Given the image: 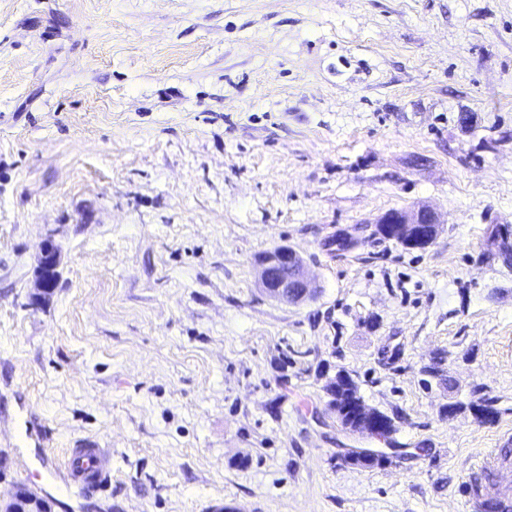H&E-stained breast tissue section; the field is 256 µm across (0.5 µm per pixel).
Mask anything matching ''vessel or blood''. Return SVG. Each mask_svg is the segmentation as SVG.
Wrapping results in <instances>:
<instances>
[{
  "instance_id": "1",
  "label": "vessel or blood",
  "mask_w": 512,
  "mask_h": 512,
  "mask_svg": "<svg viewBox=\"0 0 512 512\" xmlns=\"http://www.w3.org/2000/svg\"><path fill=\"white\" fill-rule=\"evenodd\" d=\"M111 471L106 449L73 448L68 453V483L98 492L110 483ZM462 496L464 512H512V447L491 449L475 463Z\"/></svg>"
}]
</instances>
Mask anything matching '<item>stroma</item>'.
Returning a JSON list of instances; mask_svg holds the SVG:
<instances>
[{"label":"stroma","mask_w":512,"mask_h":512,"mask_svg":"<svg viewBox=\"0 0 512 512\" xmlns=\"http://www.w3.org/2000/svg\"><path fill=\"white\" fill-rule=\"evenodd\" d=\"M419 204L431 246L374 237ZM506 225L512 0H0V499L463 512L512 436ZM278 245L315 298L263 292ZM341 369L395 423L384 466L345 462L379 442L330 406ZM78 443L110 450L104 492L64 489ZM59 264V254L52 240H47L41 250L37 269V288L43 294H48L55 285L51 273Z\"/></svg>","instance_id":"stroma-1"}]
</instances>
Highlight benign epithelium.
<instances>
[{"instance_id": "benign-epithelium-1", "label": "benign epithelium", "mask_w": 512, "mask_h": 512, "mask_svg": "<svg viewBox=\"0 0 512 512\" xmlns=\"http://www.w3.org/2000/svg\"><path fill=\"white\" fill-rule=\"evenodd\" d=\"M439 218L434 210L418 205L409 210L394 211L381 216L377 225L391 240L414 247H428L438 232ZM59 264V254L53 241L44 243L37 269V288L44 294L55 285L51 273ZM261 281L266 292L284 301H302L315 291L303 260L294 250L279 246L260 260ZM0 512H47L44 502L20 490L13 499L0 505Z\"/></svg>"}]
</instances>
